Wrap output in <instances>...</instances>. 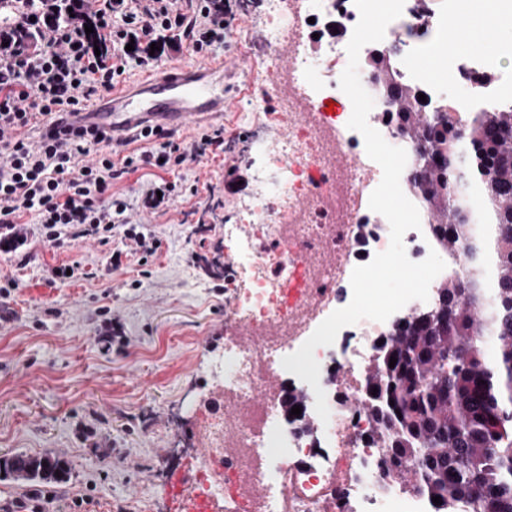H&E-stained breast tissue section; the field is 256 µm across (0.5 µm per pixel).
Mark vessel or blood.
<instances>
[{"label":"vessel or blood","mask_w":512,"mask_h":512,"mask_svg":"<svg viewBox=\"0 0 512 512\" xmlns=\"http://www.w3.org/2000/svg\"><path fill=\"white\" fill-rule=\"evenodd\" d=\"M223 62L192 61L113 88L104 100L79 111L82 127L122 141L126 132L145 127L168 129L224 116Z\"/></svg>","instance_id":"obj_1"}]
</instances>
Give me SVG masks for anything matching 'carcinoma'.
Returning <instances> with one entry per match:
<instances>
[{
	"label": "carcinoma",
	"instance_id": "1",
	"mask_svg": "<svg viewBox=\"0 0 512 512\" xmlns=\"http://www.w3.org/2000/svg\"><path fill=\"white\" fill-rule=\"evenodd\" d=\"M81 8L82 0H59L46 23L69 22ZM12 18L0 0V42L34 46V32ZM391 79L406 106L392 120L415 145L412 187L448 248L471 241L473 264L468 279L439 289V314L401 321L379 346L364 398L372 436L387 444L385 464L408 488L440 497L435 512L459 501L470 512H512V110L454 121L442 104L422 114L418 89L394 70ZM473 197L482 203L475 219ZM0 473L51 483L67 468L17 454L0 458Z\"/></svg>",
	"mask_w": 512,
	"mask_h": 512
}]
</instances>
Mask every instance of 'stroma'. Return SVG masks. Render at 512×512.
Masks as SVG:
<instances>
[{"mask_svg": "<svg viewBox=\"0 0 512 512\" xmlns=\"http://www.w3.org/2000/svg\"><path fill=\"white\" fill-rule=\"evenodd\" d=\"M245 5L246 39L214 50L213 59L237 65L224 91L225 155L237 158L229 184L224 157L208 158L180 173L183 187L208 183L212 192L190 198L183 210L145 216L162 248L138 265L129 259L117 274L101 269L114 244L80 241L56 247L33 240L30 260L17 265L0 254V275L18 286L0 303V457H60L71 471L65 482L35 486L0 475V505L22 502L42 512H181L171 478L203 448L196 433L221 391L210 373L227 337L238 335L224 315V279L209 270L224 251V218L253 189L246 157L253 118L240 112L258 90L246 64L268 55L263 40L265 0ZM77 263L83 278L51 281L49 267ZM121 339L107 341L113 325Z\"/></svg>", "mask_w": 512, "mask_h": 512, "instance_id": "1", "label": "stroma"}]
</instances>
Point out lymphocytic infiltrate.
Listing matches in <instances>:
<instances>
[{
    "instance_id": "lymphocytic-infiltrate-1",
    "label": "lymphocytic infiltrate",
    "mask_w": 512,
    "mask_h": 512,
    "mask_svg": "<svg viewBox=\"0 0 512 512\" xmlns=\"http://www.w3.org/2000/svg\"><path fill=\"white\" fill-rule=\"evenodd\" d=\"M94 38L82 21L42 28L35 47L0 48V252L25 257L33 236L63 245L79 239H118L105 270L123 260L147 263L161 245L133 210L167 213L182 201L169 173L224 152L223 128L177 138L142 130L149 148L126 153L111 138L61 135L66 113L110 92L133 66L154 68L167 47L187 40L199 55L224 45L236 19L226 0H95ZM38 129L29 139V129ZM150 167L163 171L136 200L114 191L125 176ZM36 223H28L29 214Z\"/></svg>"
}]
</instances>
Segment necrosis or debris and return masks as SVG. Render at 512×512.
<instances>
[{
    "mask_svg": "<svg viewBox=\"0 0 512 512\" xmlns=\"http://www.w3.org/2000/svg\"><path fill=\"white\" fill-rule=\"evenodd\" d=\"M359 18L354 0H266L271 55L265 66L249 68L263 96L248 106L264 116L249 145L264 162L253 172L255 193L238 203L224 226L236 267L226 283L227 313L252 338L226 347L214 376L223 381L225 398L240 405L260 398L267 411L258 429L218 412L205 419L198 435L209 452L180 488L185 512H219L224 501L232 512H433L428 498L404 487L384 466L388 450L369 443L372 422L362 407L365 375L380 339L401 320L430 310L431 302L413 300L386 321L364 319L343 327L332 345L316 348L329 419L315 421L312 431L281 418L279 394L266 388L268 373H277L314 408L312 387L287 372L282 360L350 303L354 268L390 244L387 219L369 207L382 169L369 159L362 135L348 128L352 104L339 87ZM442 23L431 0H405L384 37L385 43L400 44L401 78L430 103H447L454 116L482 106L511 109L512 73L466 43L447 57V83L414 66L415 56L434 51L429 36ZM283 55L284 71L278 68ZM284 81L293 86L292 94H281ZM450 83L457 88L452 95L446 90ZM274 121L287 123L288 130L271 138L263 125ZM400 184L421 220L420 229L404 235L408 258L420 262L433 251L443 259L446 267L432 288L462 278L470 263L468 247L447 249L409 178L401 177ZM242 446L261 461L252 472L263 489L256 501L236 479L247 465L237 453Z\"/></svg>",
    "mask_w": 512,
    "mask_h": 512,
    "instance_id": "obj_1",
    "label": "necrosis or debris"
}]
</instances>
